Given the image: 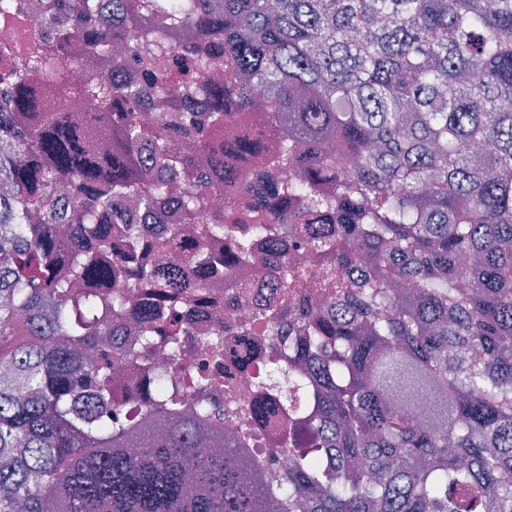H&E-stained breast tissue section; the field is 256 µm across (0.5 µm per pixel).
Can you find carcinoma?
<instances>
[{
  "label": "carcinoma",
  "mask_w": 512,
  "mask_h": 512,
  "mask_svg": "<svg viewBox=\"0 0 512 512\" xmlns=\"http://www.w3.org/2000/svg\"><path fill=\"white\" fill-rule=\"evenodd\" d=\"M28 11L0 0L31 28L0 47V512H512V0ZM147 93L169 107L155 124ZM254 165L265 193L243 206ZM174 177L177 223L146 239L118 204L155 210ZM293 238L318 279L257 254ZM245 262L298 300L238 330L287 389L237 414L276 390L280 448L256 460L192 399L114 420L112 368L134 359L119 313L175 353L190 335L134 290L241 300ZM170 380L154 367L157 392Z\"/></svg>",
  "instance_id": "1"
}]
</instances>
